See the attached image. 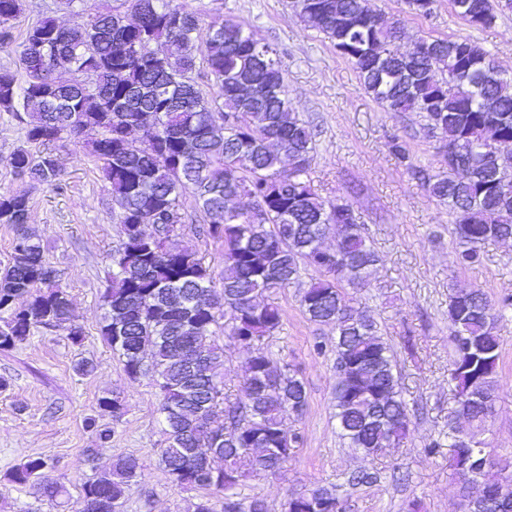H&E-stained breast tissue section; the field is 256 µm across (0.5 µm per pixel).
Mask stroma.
Returning <instances> with one entry per match:
<instances>
[{"label": "stroma", "mask_w": 512, "mask_h": 512, "mask_svg": "<svg viewBox=\"0 0 512 512\" xmlns=\"http://www.w3.org/2000/svg\"><path fill=\"white\" fill-rule=\"evenodd\" d=\"M209 20L215 13L240 21L274 48L286 71V95L292 113L315 131V156L309 177L327 199L348 201L360 218L381 261L369 288L356 292L372 310L402 373L403 396L412 433L402 447L371 459L339 437L332 400L336 372L331 353L314 346L334 341L330 326L310 322L300 307V289L265 293L263 302L278 305L282 325L266 339L274 360L287 362L306 384L308 407L286 421L302 437L280 475L246 481L240 494L263 497L270 512H287L291 497L317 486L336 485L344 512H408L420 501L422 512H457V486L443 443L448 431V361L452 354L448 297L456 288H485L494 298L512 295V241L486 248L482 265L453 267L457 239L446 204L430 196L422 181L390 153L399 137L417 166L429 174L443 167L435 140L425 134L416 112H392L364 93L354 66L317 29L295 13L292 0H181ZM404 31L398 46L409 50L415 38L470 37L491 51L505 78L512 80V11L487 28L470 27L451 12V0H436L431 16L410 12L404 0H370ZM128 12L127 0H23L13 20L16 40L37 20L56 17L73 28L90 13L106 8ZM23 125L0 112V193L25 191L30 198L28 230L44 246L47 262L58 270L71 301V321L83 329L72 342L65 329L40 327L22 344L0 351V512H75L84 481L107 474L113 455L138 457L142 463L122 512H194L201 493L172 483L161 461L164 446L160 398L151 377L130 379L100 333L101 295L112 271V255L123 240L122 226L103 177V163L85 144L64 139L53 152L62 169L60 187L16 177L8 159L26 147ZM180 247L196 250L213 273L224 268L223 242L198 234L207 216L185 197ZM501 361L500 394L480 437L490 451L512 456V308L496 328ZM87 360L95 369L77 374ZM119 395V418L102 413L98 400ZM112 431L100 442L84 426L86 418ZM440 441L431 449L432 441ZM38 456L63 493L49 500L36 485L12 483L13 466ZM366 468L380 480L356 489L345 473Z\"/></svg>", "instance_id": "stroma-1"}]
</instances>
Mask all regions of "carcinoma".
Returning a JSON list of instances; mask_svg holds the SVG:
<instances>
[{
	"mask_svg": "<svg viewBox=\"0 0 512 512\" xmlns=\"http://www.w3.org/2000/svg\"><path fill=\"white\" fill-rule=\"evenodd\" d=\"M23 0H0V46L13 42L11 21ZM134 20L98 11L81 28L67 29L45 17L16 50L15 68H0V112L21 117L28 142L45 147L35 155L20 148L8 165L14 175L51 186L61 170L48 146L87 131L97 132L91 153L103 160V175L118 208L124 240L112 258L115 270L102 294L101 335L119 356L127 376L151 375L160 391L166 427L161 461L169 480L206 496L195 512H268L265 499L239 498L237 489L260 474L286 466L293 447L279 433L290 416L307 408L303 378L274 362L262 348L282 324L278 306L262 304L265 291L316 276L302 288L300 306L311 322L336 331L331 346L340 435L372 458L407 439L410 417L401 374L374 315L354 302L350 288H364L378 254L351 205L322 197L308 178L314 159L313 132L292 116L280 65L254 61L269 48L233 19L213 18L206 28L204 75L222 90L205 99L196 80L197 13L179 0H129ZM454 13L477 27L491 26L500 12L493 0H451ZM303 22L322 32L357 70L366 94L393 112H418L427 135L440 143L446 170L431 175L409 163L394 136L390 150L408 163L429 194L455 214L459 239L452 255L458 269L482 263L486 246L512 239V172L497 142H512V82L496 70L493 55L468 37L420 38L408 52L394 48L401 29L369 0H296ZM163 44L155 61L135 58L132 44ZM87 69L88 86L55 77ZM218 125L228 129L212 134ZM210 217L208 236L224 241L221 294L214 276L193 249L170 247L182 228L186 194ZM251 206H241L243 199ZM30 201L23 191L0 194V224L18 231L10 265L0 273V350L27 340L40 326H67L77 341L83 330L70 321V299L41 242L23 232ZM344 225L334 248L323 247ZM484 288L460 289L449 297L448 322L454 355L448 385L455 407L448 412V462L464 494L470 478L485 492L484 512H512L502 496L512 462L492 457L481 440L466 448L462 430L475 436L492 413L498 391L500 343L495 334L501 308ZM230 314L229 336L254 350L243 377L244 400L231 402L216 372L224 350L215 331ZM209 448V458L190 454ZM30 457L10 472L20 486L42 485L47 497L61 486ZM139 458L118 454L108 476L88 480L76 512H113L134 484ZM379 472L356 470L352 487L371 485ZM341 505L336 487L311 491V501L290 502L288 512H318Z\"/></svg>",
	"mask_w": 512,
	"mask_h": 512,
	"instance_id": "obj_1",
	"label": "carcinoma"
}]
</instances>
